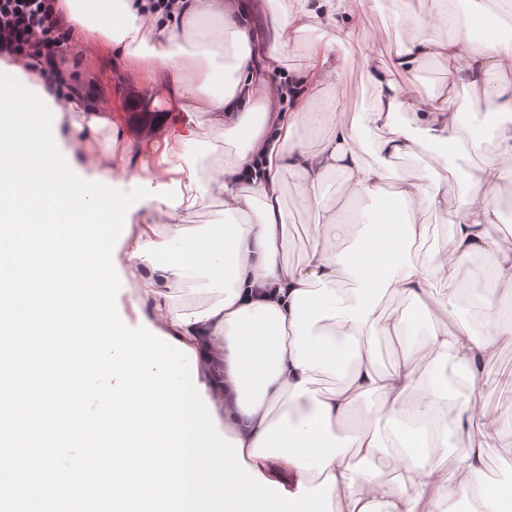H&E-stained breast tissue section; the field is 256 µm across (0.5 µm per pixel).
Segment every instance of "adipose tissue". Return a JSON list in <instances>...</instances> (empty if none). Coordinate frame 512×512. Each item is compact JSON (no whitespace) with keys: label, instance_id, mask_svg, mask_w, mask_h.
<instances>
[{"label":"adipose tissue","instance_id":"adipose-tissue-1","mask_svg":"<svg viewBox=\"0 0 512 512\" xmlns=\"http://www.w3.org/2000/svg\"><path fill=\"white\" fill-rule=\"evenodd\" d=\"M179 27L142 0H60L69 41L87 57L120 60L143 75L176 122L152 131V165L133 161L111 102L70 89L49 100L68 114L66 137L78 150L83 177L140 180L160 221L131 223L116 253L136 290L126 318L143 316L156 331L195 351L224 436L240 440L243 458L261 477L297 492L325 476L335 479L333 512H443L456 498L463 512H512V483L486 480L481 438L512 440V423L476 413L470 397L448 387V368L477 376L503 344L512 343V306L498 288L512 286V245L496 233L493 198L473 190L454 157L476 146L461 126L455 90L467 85L472 104L512 114V41L477 42L490 0L469 11L446 0H393L395 21L415 29L390 63L364 62L372 101L364 120L338 110L313 111L310 93L337 86L338 46L353 42L350 0H291L268 15L267 46L251 47L242 0H181ZM444 22L445 40L420 37ZM330 31L310 47L292 76L287 98L272 95L273 76L311 24ZM431 58L447 65L438 93L406 91L392 71L413 72ZM494 82H487V75ZM414 121L402 123L401 113ZM329 127L323 141L301 127ZM380 131L369 143L361 126ZM423 144L443 151L447 180L427 175L391 184L393 159ZM344 173L345 196L331 199L327 178ZM293 184L316 240L299 262L285 255L284 186ZM384 198L366 232L356 234L349 201ZM219 201L224 220L199 234L187 219ZM448 216L451 246L418 251L433 213ZM354 249H346L348 240ZM491 256L482 287L471 285L474 256ZM208 277L207 289L198 280ZM206 292L195 306L187 292ZM483 309L481 328L454 316L463 294ZM400 295L426 312L429 328L411 335L402 315L383 311L385 295ZM398 344L391 368L378 361L375 341ZM395 477L383 478L379 462Z\"/></svg>","mask_w":512,"mask_h":512}]
</instances>
